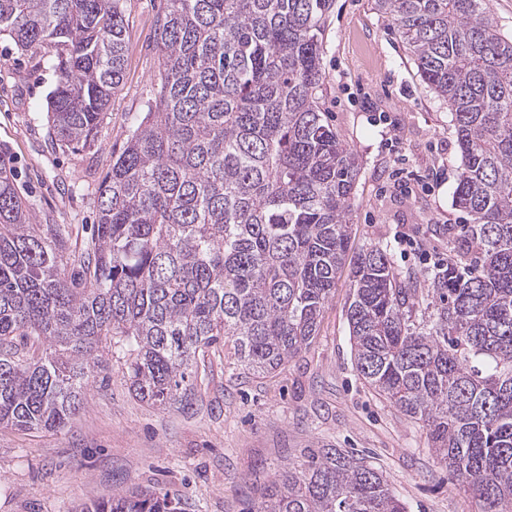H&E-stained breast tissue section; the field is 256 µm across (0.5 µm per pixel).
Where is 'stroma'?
<instances>
[{
	"label": "stroma",
	"mask_w": 512,
	"mask_h": 512,
	"mask_svg": "<svg viewBox=\"0 0 512 512\" xmlns=\"http://www.w3.org/2000/svg\"><path fill=\"white\" fill-rule=\"evenodd\" d=\"M123 82L94 143L61 146L47 101L58 73L45 51L0 35V159L36 223L58 224L68 247L90 240L98 188L153 98L154 20L162 0H124ZM322 110L356 153L347 219L352 250L383 247L400 274L428 286L468 217L453 196L460 153L447 103L420 78L397 29L372 0H335L322 41ZM342 272L308 351L259 377L213 358L191 408L155 407L129 393L119 361L92 378L61 431L0 429V512H83L131 487L159 491L179 512H241L306 448H342L378 468L408 512H479L439 464L421 423L358 375Z\"/></svg>",
	"instance_id": "obj_1"
}]
</instances>
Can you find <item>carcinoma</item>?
Listing matches in <instances>:
<instances>
[{"instance_id":"obj_1","label":"carcinoma","mask_w":512,"mask_h":512,"mask_svg":"<svg viewBox=\"0 0 512 512\" xmlns=\"http://www.w3.org/2000/svg\"><path fill=\"white\" fill-rule=\"evenodd\" d=\"M334 0H166L160 84L99 186L95 234L68 250L36 224L0 160V428L58 431L106 355L134 396L194 390L233 344L267 376L309 349L337 275L355 366L476 498L512 512V37L487 0H375L423 82L448 103L470 217L429 288L378 247L349 256L360 172L324 119L321 40ZM52 53L55 141L84 148L123 80V0H0V33ZM246 512H406L341 448H309ZM84 512H175L122 490Z\"/></svg>"}]
</instances>
